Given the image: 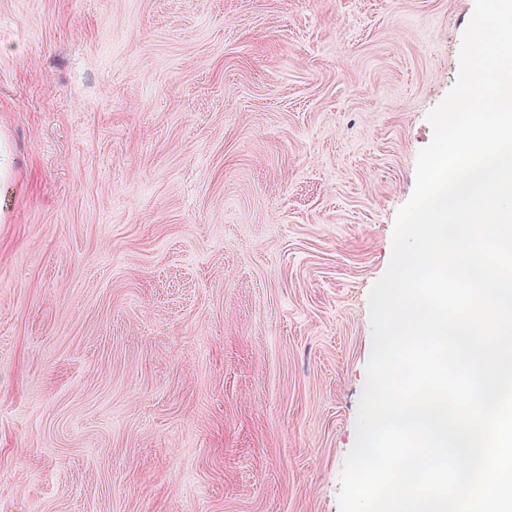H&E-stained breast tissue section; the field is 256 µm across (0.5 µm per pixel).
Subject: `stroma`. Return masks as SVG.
I'll return each mask as SVG.
<instances>
[{"label": "stroma", "mask_w": 512, "mask_h": 512, "mask_svg": "<svg viewBox=\"0 0 512 512\" xmlns=\"http://www.w3.org/2000/svg\"><path fill=\"white\" fill-rule=\"evenodd\" d=\"M473 8L0 0V512H339Z\"/></svg>", "instance_id": "35a3bbf8"}]
</instances>
